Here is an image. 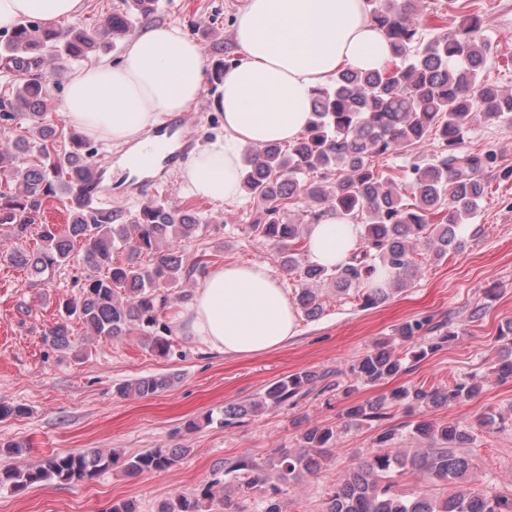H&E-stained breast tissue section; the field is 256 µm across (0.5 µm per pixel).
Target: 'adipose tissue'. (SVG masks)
<instances>
[{"label": "adipose tissue", "mask_w": 512, "mask_h": 512, "mask_svg": "<svg viewBox=\"0 0 512 512\" xmlns=\"http://www.w3.org/2000/svg\"><path fill=\"white\" fill-rule=\"evenodd\" d=\"M83 0H0V27L21 18L52 24L76 16ZM238 62L226 69L215 99L224 132L182 164L194 195L233 203L240 195L241 149L296 139L312 119V100L338 71L382 69L390 48L365 0H244L235 15ZM207 60L201 46L174 22L141 30L119 63L74 72L60 106L85 137L115 146L136 142L153 156L158 140L145 129L188 111L201 97ZM360 241L359 228L325 212L308 232V258L333 268ZM187 335L227 356L280 349L297 334V311L270 268L228 264L205 272L180 314Z\"/></svg>", "instance_id": "adipose-tissue-1"}]
</instances>
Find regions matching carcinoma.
I'll use <instances>...</instances> for the list:
<instances>
[{"mask_svg": "<svg viewBox=\"0 0 512 512\" xmlns=\"http://www.w3.org/2000/svg\"><path fill=\"white\" fill-rule=\"evenodd\" d=\"M367 3L391 47L390 63L381 71H340L317 93L313 120L301 137L286 146H249L240 170L241 190L263 215L249 229L299 271L303 286L296 304L308 318L323 311L324 285L338 293L364 285L362 306L373 307L412 284L418 253L443 258L461 251L463 225L474 217L485 193L482 172L495 157L483 151L463 153L460 146L477 121L512 124V93L483 80L490 61L484 15H460L448 30L427 36L415 20L418 0ZM122 5L95 29L81 22L55 28L20 19L0 30V58L5 59L0 73L6 79L0 119L25 127V134L10 135L0 145V176L6 185L16 186L13 192L0 190V228H9L18 240L38 229L35 250L19 248L9 255L12 264L37 279L70 262L75 242L84 245L80 260L87 274L81 291L65 303L64 315L45 333L46 344L70 350V323L75 318L91 336L118 338L137 330L165 357L171 351L172 330L162 314L170 290L194 273L171 240L199 236L206 228L204 220L161 200L134 212L94 204L98 178L89 162L88 143L75 132L65 134L49 108V61H82L100 47L117 48L135 21L156 12L160 2L122 0ZM65 136L72 147L60 153L56 143ZM429 141L437 150L417 156L399 184L374 165L380 156L410 152ZM59 194L69 200L62 229L41 223L47 200ZM286 199L303 200L308 223L283 217ZM324 208L360 225L356 252L333 269L305 258L309 225L317 223ZM120 253L126 254L123 262L117 261ZM380 266L392 272L385 282L375 280ZM396 335L402 341L421 340L419 349L407 355L386 342L375 343L349 367L357 382L373 386L400 377L408 369L406 360L419 361L440 350L459 336V326L451 317L437 322L422 318L401 324ZM328 378V373L313 370L290 374L254 399L224 406V426L269 407L293 406L321 382L326 389L333 387ZM171 384L168 375L147 376L118 385L116 392L146 398ZM480 389L473 375L444 387H394L374 400L350 403L336 425L307 427L297 437L298 448L279 450L266 465L227 459L224 472L239 474L237 490L244 494L267 486L263 512H283L282 494L288 485L322 469L334 455L339 433L381 423L393 408H416L411 434L419 447L411 452L393 448L396 429H383L373 439L376 450L336 481L323 512H512V493L495 492L490 481H473L476 456L462 451L475 432L497 429L502 416L483 415L474 424L430 418L432 410L468 402ZM189 452L179 446L150 448L129 457L126 469L161 473ZM112 458L111 452L93 449L51 454L24 469L1 466L0 487L23 493L47 480L78 482L108 469ZM405 474L413 476L421 490H400L394 477ZM437 483L448 486L449 492L437 496L422 490ZM215 497L211 484L193 494L174 493L158 512H205Z\"/></svg>", "mask_w": 512, "mask_h": 512, "instance_id": "1", "label": "carcinoma"}]
</instances>
